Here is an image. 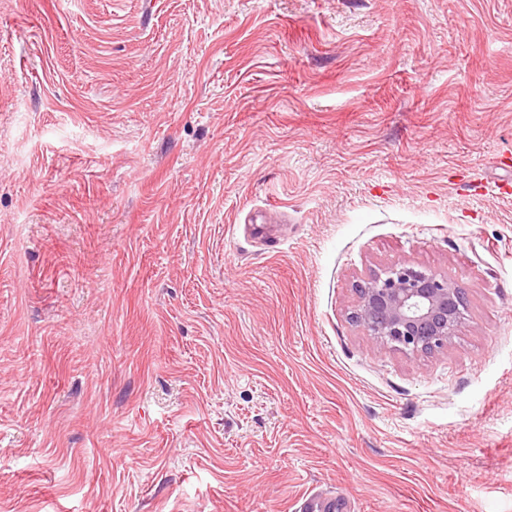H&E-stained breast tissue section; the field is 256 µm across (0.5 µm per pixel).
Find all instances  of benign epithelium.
<instances>
[{"label": "benign epithelium", "instance_id": "1", "mask_svg": "<svg viewBox=\"0 0 512 512\" xmlns=\"http://www.w3.org/2000/svg\"><path fill=\"white\" fill-rule=\"evenodd\" d=\"M350 319L380 347L430 353L448 345L466 324L462 289L422 266L396 262L355 285Z\"/></svg>", "mask_w": 512, "mask_h": 512}]
</instances>
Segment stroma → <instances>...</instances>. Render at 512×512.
Masks as SVG:
<instances>
[{
    "mask_svg": "<svg viewBox=\"0 0 512 512\" xmlns=\"http://www.w3.org/2000/svg\"><path fill=\"white\" fill-rule=\"evenodd\" d=\"M509 152L512 0H0V512H512ZM355 290L350 319L380 347L430 353L467 321L462 289L448 275L405 261L369 273Z\"/></svg>",
    "mask_w": 512,
    "mask_h": 512,
    "instance_id": "obj_1",
    "label": "stroma"
}]
</instances>
